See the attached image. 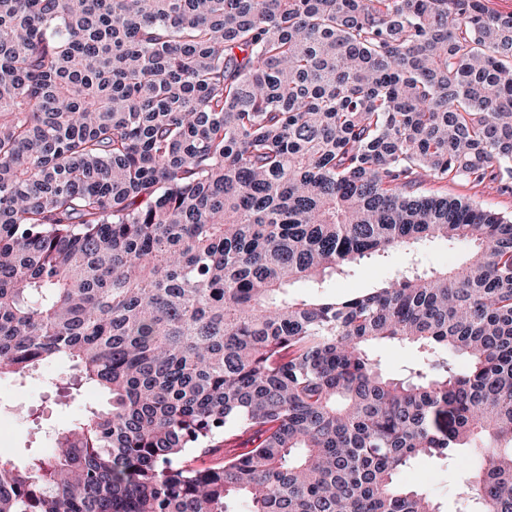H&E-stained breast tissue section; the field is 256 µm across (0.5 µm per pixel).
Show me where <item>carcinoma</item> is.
Returning <instances> with one entry per match:
<instances>
[{"mask_svg":"<svg viewBox=\"0 0 512 512\" xmlns=\"http://www.w3.org/2000/svg\"><path fill=\"white\" fill-rule=\"evenodd\" d=\"M503 173L481 0H0V377L109 396L0 456V512H439L401 472L479 443L461 500L512 512V220L434 188ZM466 251V246L462 244H450L445 240L428 242L423 250L426 257V267L421 270L446 265L448 261L454 258L461 259L465 256ZM405 257L401 252L393 253L386 259L372 257L355 264L350 271L327 278L320 288H311L307 280L296 282L291 293L302 297L315 295H336L342 297L376 288L381 281L398 271L405 270ZM372 354L384 371L398 375L406 364L413 361L417 352L411 347L386 343L375 346Z\"/></svg>","mask_w":512,"mask_h":512,"instance_id":"cac0c4a2","label":"carcinoma"}]
</instances>
